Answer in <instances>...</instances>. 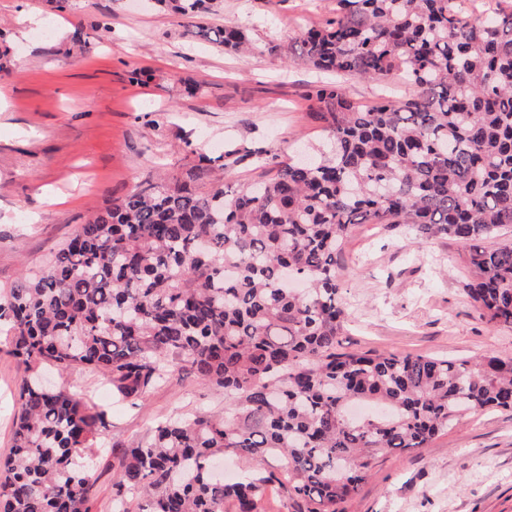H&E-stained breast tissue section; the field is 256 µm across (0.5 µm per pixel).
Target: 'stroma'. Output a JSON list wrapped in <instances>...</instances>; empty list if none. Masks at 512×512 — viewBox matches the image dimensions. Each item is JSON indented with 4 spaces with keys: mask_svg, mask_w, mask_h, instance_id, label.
I'll return each instance as SVG.
<instances>
[{
    "mask_svg": "<svg viewBox=\"0 0 512 512\" xmlns=\"http://www.w3.org/2000/svg\"><path fill=\"white\" fill-rule=\"evenodd\" d=\"M335 0H224L203 25H236L241 55L187 35L154 0H0V31L14 63L0 78V286L39 266L86 219L158 173L180 174L197 153L234 149L235 184L270 176L250 152L295 157L323 138L305 96L322 73L306 66L301 32L331 17ZM28 10L50 35L16 17ZM110 21L104 31L102 21ZM92 45L75 56L71 37ZM382 224L355 225L337 256L348 314L343 348L429 357L512 356V329L480 320L452 238L420 239ZM23 370L0 343V456L11 446ZM51 384L105 411L104 448L149 437L173 411L223 414L222 394L173 379L137 406L115 402L99 375L77 369ZM342 512H512V411L463 417L428 447L384 455Z\"/></svg>",
    "mask_w": 512,
    "mask_h": 512,
    "instance_id": "1",
    "label": "stroma"
}]
</instances>
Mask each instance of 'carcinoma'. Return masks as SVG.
<instances>
[{"instance_id":"cac0c4a2","label":"carcinoma","mask_w":512,"mask_h":512,"mask_svg":"<svg viewBox=\"0 0 512 512\" xmlns=\"http://www.w3.org/2000/svg\"><path fill=\"white\" fill-rule=\"evenodd\" d=\"M221 0H157L214 46L240 28L198 20ZM481 0H336L298 41L336 81L310 89L329 149L232 186L224 155L113 199L36 270L0 287L23 366L0 512H90L104 412L38 369L103 375L132 404L173 375L224 394V415L160 422L112 449V512H341L388 452L425 448L467 412L512 410V358L341 350L336 253L356 224L448 236L481 318L512 328V6ZM347 76L398 77L407 98L361 107ZM250 462L240 480L216 460ZM232 503L233 510L225 508Z\"/></svg>"}]
</instances>
